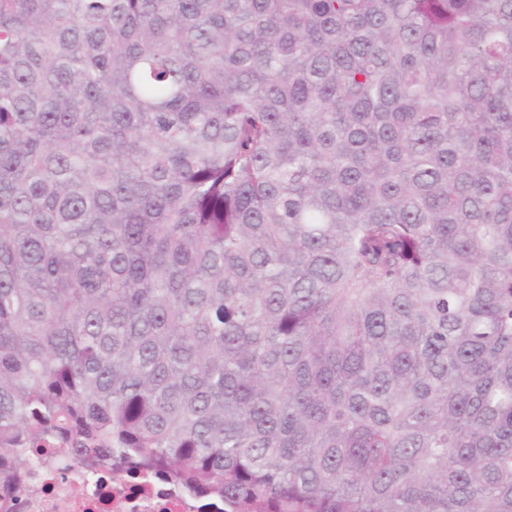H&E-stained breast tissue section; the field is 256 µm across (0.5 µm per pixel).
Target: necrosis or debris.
Listing matches in <instances>:
<instances>
[{"mask_svg": "<svg viewBox=\"0 0 512 512\" xmlns=\"http://www.w3.org/2000/svg\"><path fill=\"white\" fill-rule=\"evenodd\" d=\"M22 484L37 485L0 499V512H200L202 502L179 481L157 479L140 470L113 478L57 454L21 472Z\"/></svg>", "mask_w": 512, "mask_h": 512, "instance_id": "1", "label": "necrosis or debris"}]
</instances>
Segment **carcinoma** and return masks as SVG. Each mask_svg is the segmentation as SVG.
Returning a JSON list of instances; mask_svg holds the SVG:
<instances>
[{
  "label": "carcinoma",
  "instance_id": "1",
  "mask_svg": "<svg viewBox=\"0 0 512 512\" xmlns=\"http://www.w3.org/2000/svg\"><path fill=\"white\" fill-rule=\"evenodd\" d=\"M224 512H512V0H0V464Z\"/></svg>",
  "mask_w": 512,
  "mask_h": 512
}]
</instances>
